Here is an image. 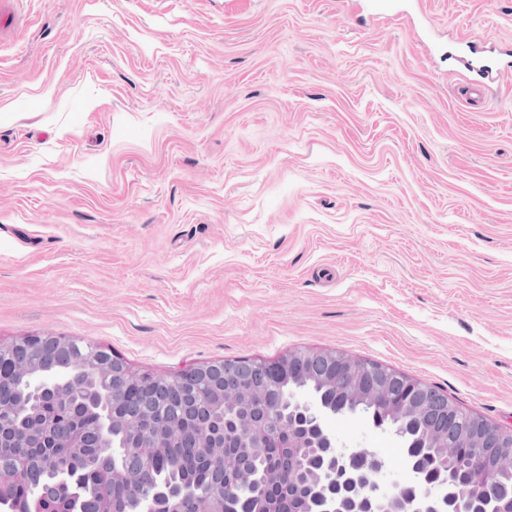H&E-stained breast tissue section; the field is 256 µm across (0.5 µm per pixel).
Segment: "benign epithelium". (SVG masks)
<instances>
[{"label":"benign epithelium","mask_w":512,"mask_h":512,"mask_svg":"<svg viewBox=\"0 0 512 512\" xmlns=\"http://www.w3.org/2000/svg\"><path fill=\"white\" fill-rule=\"evenodd\" d=\"M74 339L67 336L41 334L23 336L8 341L0 340V359L15 360L11 374L0 373V385L22 376L34 383L35 394L42 398L60 395V384L44 374V354L64 358L69 355ZM281 379L297 385L289 391L288 412L278 421L263 416L248 427V434L240 438L237 452L251 448H264L277 436L288 433V447L313 450L308 478L316 488L315 496L306 507L308 512H512V487L503 484L478 483L479 469L472 471L473 491L462 493L451 487L448 470L438 468L428 474L421 466L418 453L404 454L406 479L388 488L377 477L385 471V463L371 452L336 447L327 426L332 415L359 416L361 401L379 402L391 414L424 417L438 412L448 421V431L433 432L429 441L436 448H473L483 467L495 466L512 453V426L496 425L487 419L469 415L463 428L456 425L463 409L450 398L438 399L434 387L383 365L367 364L360 359L338 351L297 349L280 359ZM81 372L84 384L73 393L67 403L74 416L84 407L98 409V440L96 447H112V431L122 429L130 433L126 452L144 461L154 448H163L179 436L175 426H157L143 435L137 427L119 422L108 407L98 406L96 397L103 386L112 385V391L125 392L136 386L153 384L156 377L148 376L129 366L112 360L102 350H89L83 355ZM181 381L188 387L204 382L210 389L212 400L221 407L236 406L241 396L256 398L263 389L251 377L241 372L234 362L217 361L194 366L181 372ZM313 381L336 393V405L301 384ZM404 386L405 398L394 400L390 390L395 383ZM27 406L20 402L7 405L0 402V442L9 423L26 417ZM198 448L213 462H224V426L204 431ZM45 469L55 473V495L63 499L66 512H90L91 499L87 494V469H63L59 459L48 456L43 460ZM147 468L135 473L114 472L112 481L127 486V497L134 512H177L184 491L162 487L148 482ZM299 472L267 471L261 479L242 473L234 476L230 484L232 494L253 501V512H277L261 488L283 482L297 481ZM10 484L0 481V507L7 512H44L43 494L32 493L24 501L8 496Z\"/></svg>","instance_id":"benign-epithelium-1"}]
</instances>
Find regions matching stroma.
Here are the masks:
<instances>
[{"label":"stroma","instance_id":"1","mask_svg":"<svg viewBox=\"0 0 512 512\" xmlns=\"http://www.w3.org/2000/svg\"><path fill=\"white\" fill-rule=\"evenodd\" d=\"M22 0L0 39V338L174 375L301 348L512 425V0ZM400 481L403 442L331 417Z\"/></svg>","mask_w":512,"mask_h":512}]
</instances>
